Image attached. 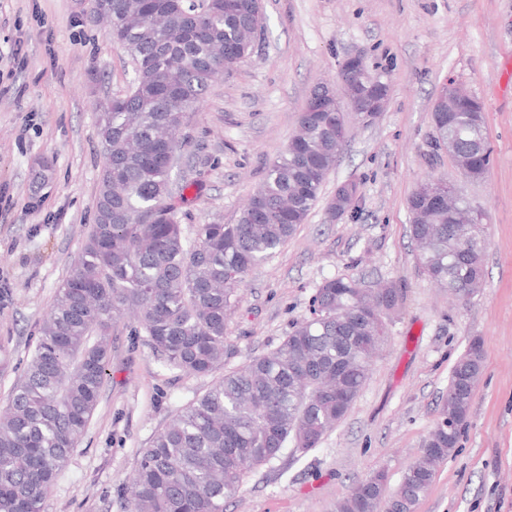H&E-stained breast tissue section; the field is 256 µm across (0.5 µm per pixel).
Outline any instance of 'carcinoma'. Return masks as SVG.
<instances>
[{
  "instance_id": "obj_1",
  "label": "carcinoma",
  "mask_w": 512,
  "mask_h": 512,
  "mask_svg": "<svg viewBox=\"0 0 512 512\" xmlns=\"http://www.w3.org/2000/svg\"><path fill=\"white\" fill-rule=\"evenodd\" d=\"M236 11L224 0H112V14L143 24L122 32L117 45L135 79L112 110L99 114L103 166L95 221L69 276L42 320L34 353L0 410V512H45L51 486L77 447L98 405L117 319L133 317L163 362L205 376L224 365L225 335L236 287L253 267L306 222L336 163V113L301 112L298 129L249 197L235 224H202L187 243L172 193L185 199V181L172 188L158 142L179 148L175 134L202 106L224 74V52L243 60L261 36L251 5ZM436 128L464 178L478 182L490 149L478 103L456 106ZM410 234L423 272L439 288L473 298L485 286L488 238L482 224L422 195L410 210ZM361 281L332 278L314 292L309 316L269 352L224 375L178 411L143 449L128 485L131 512H224L247 471L278 457L288 444L301 453L345 417L385 342V318L403 303V290L381 285L388 302L368 305ZM351 398L315 400L336 380ZM483 371V351L468 350L451 369L439 418L398 490L387 493L379 471L336 512H415L440 466L455 450L472 404L469 388Z\"/></svg>"
}]
</instances>
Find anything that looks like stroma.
<instances>
[{
    "label": "stroma",
    "mask_w": 512,
    "mask_h": 512,
    "mask_svg": "<svg viewBox=\"0 0 512 512\" xmlns=\"http://www.w3.org/2000/svg\"><path fill=\"white\" fill-rule=\"evenodd\" d=\"M86 0H0V405L36 346L39 328L94 219L103 148L101 104L135 73ZM253 54L187 114L174 183L190 181L178 217L236 223L286 148L312 89L340 87L359 51L384 74L385 112L348 116L345 145L321 199L277 253L239 286L226 329L225 369L273 349L325 280L390 281L404 291L388 340L348 414L312 451L285 447L250 471L226 512H335L377 470L395 491L438 419L450 370L472 338L483 375L455 453L416 512H512V0H262ZM483 104L491 165L467 182L434 146L433 105L446 84ZM448 179L485 217L483 292L466 304L436 288L410 237L408 199L428 176ZM354 213L333 217L342 183ZM163 363L131 319L112 330L98 406L46 500L47 512H128L123 485L157 430L213 383Z\"/></svg>",
    "instance_id": "obj_1"
}]
</instances>
